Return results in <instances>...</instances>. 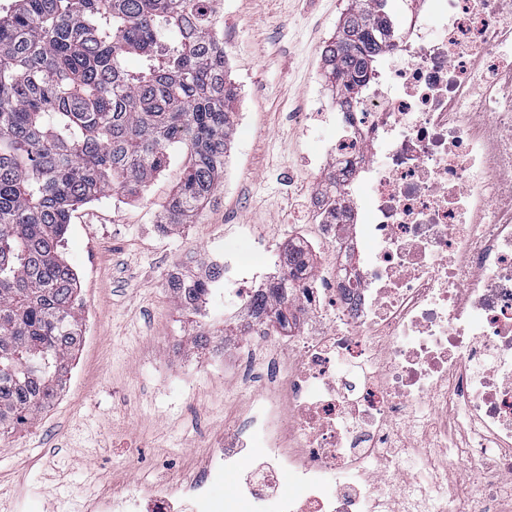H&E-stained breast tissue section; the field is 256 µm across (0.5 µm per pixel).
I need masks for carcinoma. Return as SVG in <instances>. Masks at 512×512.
Returning <instances> with one entry per match:
<instances>
[{"mask_svg": "<svg viewBox=\"0 0 512 512\" xmlns=\"http://www.w3.org/2000/svg\"><path fill=\"white\" fill-rule=\"evenodd\" d=\"M211 2L0 3V435L50 405L82 341L80 286L64 258L73 212L108 191L143 197L175 146L188 162L170 226L191 223L217 190L239 92ZM391 35L384 0H351L323 60L337 97L358 95ZM208 285L168 288L197 311ZM291 318L279 300L269 330Z\"/></svg>", "mask_w": 512, "mask_h": 512, "instance_id": "carcinoma-1", "label": "carcinoma"}]
</instances>
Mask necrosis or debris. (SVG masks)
I'll return each mask as SVG.
<instances>
[{"mask_svg": "<svg viewBox=\"0 0 512 512\" xmlns=\"http://www.w3.org/2000/svg\"><path fill=\"white\" fill-rule=\"evenodd\" d=\"M333 121L320 168L351 176L336 206L316 190L308 204L334 256L291 281L288 347L243 365L264 372L244 417L202 470L144 488L152 512H376L414 488L390 449L415 416L435 436L463 432L431 469L482 476L476 498L441 487L438 512L512 504V0H419ZM259 248L224 252L236 317L206 358L265 328ZM228 473L243 482L214 496Z\"/></svg>", "mask_w": 512, "mask_h": 512, "instance_id": "necrosis-or-debris-1", "label": "necrosis or debris"}]
</instances>
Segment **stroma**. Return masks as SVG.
I'll return each instance as SVG.
<instances>
[{"label":"stroma","mask_w":512,"mask_h":512,"mask_svg":"<svg viewBox=\"0 0 512 512\" xmlns=\"http://www.w3.org/2000/svg\"><path fill=\"white\" fill-rule=\"evenodd\" d=\"M349 6L223 0L224 57L239 98L217 191L192 223L163 226L185 164L178 148L143 199L109 193L75 212L65 258L80 281L84 342L56 400L0 436V512H85L107 494L177 482L201 469L225 420L244 412L254 390L240 366L255 347H274L275 336L246 338L220 364H177L172 342L198 325L166 282L189 255L193 274L206 273V258L240 234L264 243L255 262L269 274L289 232L315 237L307 198L315 159L336 130L289 115L331 111L321 52Z\"/></svg>","instance_id":"1"}]
</instances>
